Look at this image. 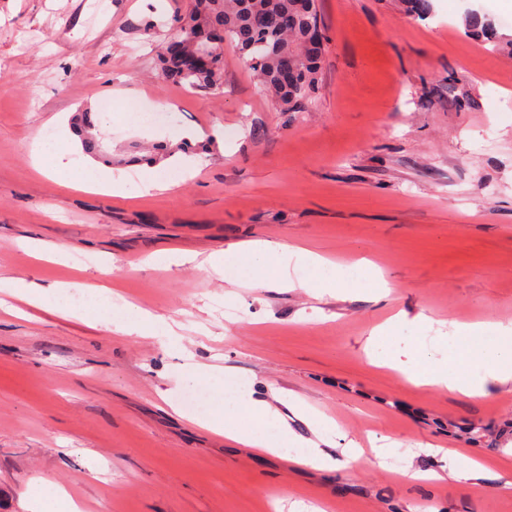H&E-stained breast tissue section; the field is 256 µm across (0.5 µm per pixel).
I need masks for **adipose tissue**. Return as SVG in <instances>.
Masks as SVG:
<instances>
[{
    "instance_id": "adipose-tissue-1",
    "label": "adipose tissue",
    "mask_w": 512,
    "mask_h": 512,
    "mask_svg": "<svg viewBox=\"0 0 512 512\" xmlns=\"http://www.w3.org/2000/svg\"><path fill=\"white\" fill-rule=\"evenodd\" d=\"M213 267H230L231 283L247 284L251 288H292L296 282L289 273L290 266L303 265L306 268H325L332 277H339L335 264L319 255L302 248L274 246L267 242H244L229 248L226 255H211ZM495 331L492 343L477 345L461 352L462 366L450 365L446 353L450 345L464 336L479 335L481 329ZM426 361L428 370H418L419 361ZM392 369L402 372L414 386L428 387L469 397L486 394L488 381L501 384L512 382V325L500 322L465 323L453 321L448 331L442 332L431 347L419 344L408 347L404 359L390 363ZM234 411L222 408L209 414L205 424L212 431L222 434L227 440L260 449L264 453L277 455L285 448H301L305 454L300 462L319 469L344 467L356 469L360 466L364 451L359 443L346 442L338 446V439L344 433L336 422L326 415H311L312 438L306 439L294 434L288 427H281L278 443H270L257 431H243L236 427Z\"/></svg>"
}]
</instances>
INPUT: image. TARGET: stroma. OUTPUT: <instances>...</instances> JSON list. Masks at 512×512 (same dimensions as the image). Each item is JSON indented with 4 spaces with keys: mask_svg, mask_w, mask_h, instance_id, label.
I'll list each match as a JSON object with an SVG mask.
<instances>
[{
    "mask_svg": "<svg viewBox=\"0 0 512 512\" xmlns=\"http://www.w3.org/2000/svg\"><path fill=\"white\" fill-rule=\"evenodd\" d=\"M191 0H0V279L24 277L79 318L14 299L0 312V512H35L65 489L81 512H512V383L490 394L416 388L371 364L429 342V320L512 324V58L466 37L479 10L512 38V0H431L411 19L403 0H318L327 41L320 95L281 112L232 47L224 84L192 93L160 76L157 49ZM152 30H145V23ZM471 105L455 108L449 91ZM81 109L107 112L100 140L127 196L77 188L91 158L70 132ZM158 111L154 125L133 112ZM191 135L194 166L154 169L153 147ZM71 163L34 167L44 143ZM158 175L170 190L140 194ZM64 248L56 260L21 242ZM298 245L357 265L352 292L250 290L206 265L248 241ZM194 255L184 265L151 254ZM177 323V335L112 331L80 304L91 285ZM390 294L378 299L380 285ZM233 309L225 320V309ZM403 323L378 345L372 331ZM230 368L241 391L299 398L369 448L386 436L438 469L424 445L476 454L508 480L483 489L445 475L408 482L372 456L320 470L272 456L190 419L223 389L188 382L191 363ZM480 423L477 443L464 434Z\"/></svg>",
    "mask_w": 512,
    "mask_h": 512,
    "instance_id": "1",
    "label": "stroma"
}]
</instances>
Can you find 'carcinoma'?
I'll return each instance as SVG.
<instances>
[{"mask_svg": "<svg viewBox=\"0 0 512 512\" xmlns=\"http://www.w3.org/2000/svg\"><path fill=\"white\" fill-rule=\"evenodd\" d=\"M407 12L424 19L430 0H404ZM322 26L318 0H192L191 8L173 19L172 34L159 56L163 79L195 92L220 89L224 76L223 45L229 42L253 70L260 90L272 97L281 112H305L316 102L320 84L323 44L312 29ZM464 33L471 38L497 40L494 50L512 55V38L497 39L492 19L473 11L463 18ZM300 71L298 82L285 84L284 62ZM82 149L101 152L92 134L90 112L73 117Z\"/></svg>", "mask_w": 512, "mask_h": 512, "instance_id": "cac0c4a2", "label": "carcinoma"}]
</instances>
